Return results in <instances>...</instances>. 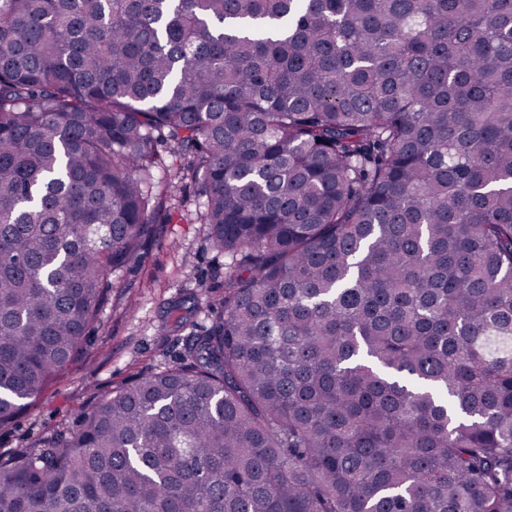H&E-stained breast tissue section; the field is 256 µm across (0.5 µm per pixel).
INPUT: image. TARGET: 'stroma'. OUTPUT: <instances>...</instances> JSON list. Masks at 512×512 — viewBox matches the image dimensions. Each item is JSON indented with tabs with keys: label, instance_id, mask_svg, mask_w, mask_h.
<instances>
[{
	"label": "stroma",
	"instance_id": "obj_1",
	"mask_svg": "<svg viewBox=\"0 0 512 512\" xmlns=\"http://www.w3.org/2000/svg\"><path fill=\"white\" fill-rule=\"evenodd\" d=\"M192 188L177 195L182 220L153 225L139 257L112 274V291L83 355L34 407L0 428V455L35 445L131 375L149 376L176 363L186 337L203 333L224 291V256L211 246L205 225L192 215ZM184 301L187 323L172 331L167 311Z\"/></svg>",
	"mask_w": 512,
	"mask_h": 512
}]
</instances>
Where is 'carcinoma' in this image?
<instances>
[{
	"instance_id": "obj_1",
	"label": "carcinoma",
	"mask_w": 512,
	"mask_h": 512,
	"mask_svg": "<svg viewBox=\"0 0 512 512\" xmlns=\"http://www.w3.org/2000/svg\"><path fill=\"white\" fill-rule=\"evenodd\" d=\"M177 181L216 317L0 512H512V0H0V427Z\"/></svg>"
}]
</instances>
